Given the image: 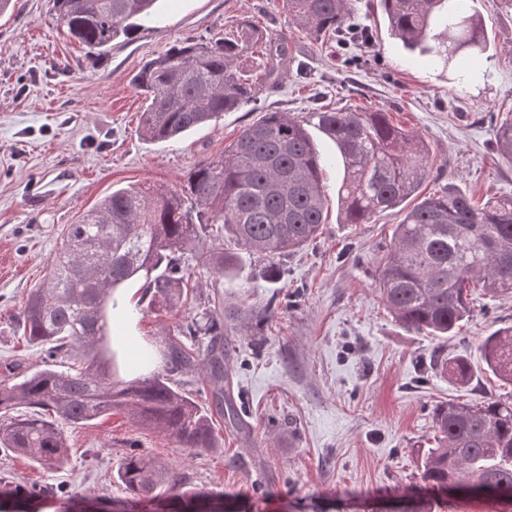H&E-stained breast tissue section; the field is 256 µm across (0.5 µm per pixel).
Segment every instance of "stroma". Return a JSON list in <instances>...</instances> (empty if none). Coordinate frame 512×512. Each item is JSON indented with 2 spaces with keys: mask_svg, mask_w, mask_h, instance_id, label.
Returning a JSON list of instances; mask_svg holds the SVG:
<instances>
[{
  "mask_svg": "<svg viewBox=\"0 0 512 512\" xmlns=\"http://www.w3.org/2000/svg\"><path fill=\"white\" fill-rule=\"evenodd\" d=\"M354 5L358 26L372 33L361 45L314 41L280 0H163L152 20L91 53L70 37L49 0H11L0 14V379L12 362L29 371L43 365L42 347L21 336L17 319L30 289L47 277L65 226L113 190L180 187L194 163L223 153L267 112H386L429 146L435 173L420 194L459 190L478 206L512 195V163L501 159L494 139L497 120L512 113V9L476 0L490 45L475 62L488 77L462 85L456 71L388 38L377 0ZM246 20L286 40L287 81L186 136L143 137L145 103L131 83L143 64L190 37L223 38ZM308 131L324 159L326 224L315 241L284 257L282 280L268 281L255 258L226 278L193 259L197 286L179 307L136 310L143 290L132 283L123 290L130 313L112 319L129 360L144 350L162 355L165 337L203 314H222L225 303H274L261 351L238 329L228 331L232 396L246 407L248 434L214 418L219 448L206 452L180 447L120 412L62 425L67 461L60 470L0 451V472L16 483L58 486L59 496L44 499L40 512H64L66 495L124 501L116 472L134 448L179 471L187 485L223 492L238 512H376L419 485L437 405L507 393L478 346L512 326V295L473 289L472 317L447 338L396 322L376 271L401 215L391 210L369 224L340 223L342 162L323 132L313 125ZM440 357L467 360L470 383L449 380ZM271 478L277 488L270 495L264 487Z\"/></svg>",
  "mask_w": 512,
  "mask_h": 512,
  "instance_id": "1",
  "label": "stroma"
}]
</instances>
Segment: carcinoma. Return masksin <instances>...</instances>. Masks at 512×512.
<instances>
[{
  "instance_id": "obj_1",
  "label": "carcinoma",
  "mask_w": 512,
  "mask_h": 512,
  "mask_svg": "<svg viewBox=\"0 0 512 512\" xmlns=\"http://www.w3.org/2000/svg\"><path fill=\"white\" fill-rule=\"evenodd\" d=\"M158 0H52L57 19L89 51H101L150 18ZM297 29L314 40L348 32L353 0H282ZM390 38L404 48L432 55L444 66L487 47L482 18L469 0H380ZM265 59V83L288 78V47L249 21L236 38L209 44L186 39L148 61L133 85L146 100L140 131L167 140L240 108L260 91L241 66L244 53ZM343 162L338 191L339 223L368 224L400 207L429 178L433 163L425 140L391 124L387 113L312 112ZM306 120L268 112L242 130L230 148L195 164L179 190L136 188L112 191L75 224L66 225L64 245L47 279L27 295L19 316L23 336L45 347L46 367L32 373L10 365L21 380L0 384V448L29 457L48 470L64 463L66 445L56 424H82L112 411L138 426L157 430L191 450L217 448L213 417L243 429L247 422L230 395L224 319L245 310L230 303L224 318L205 315L166 341L164 372L119 376L109 341L114 292L143 282L151 304L174 308L190 289L186 265L192 254L219 277L239 267L245 252L265 263L266 277L282 274L281 258L323 231L321 157ZM498 154L512 163V115L495 128ZM227 236L239 251L206 248L203 240ZM383 301L401 325L430 336H452L472 316L469 288L512 294V196L479 207L459 191L420 198L403 209L394 240L378 270ZM275 314L269 304L250 312L251 344L265 339L260 325ZM488 369L512 386V326L499 328L479 345ZM80 368H55L57 360ZM202 367L210 383L205 410L169 384L172 372ZM448 378L465 385L467 361L445 363ZM30 415H11L18 405ZM435 446L422 456L420 481L444 492L453 485L479 490L490 481L499 497L512 500V394L492 401L444 402L433 416ZM130 500L116 511L148 512L145 503L171 491L157 512H224V494L183 489L172 469L143 452L127 453L117 470ZM48 485L27 488L0 477V512H38L34 502L55 496Z\"/></svg>"
}]
</instances>
